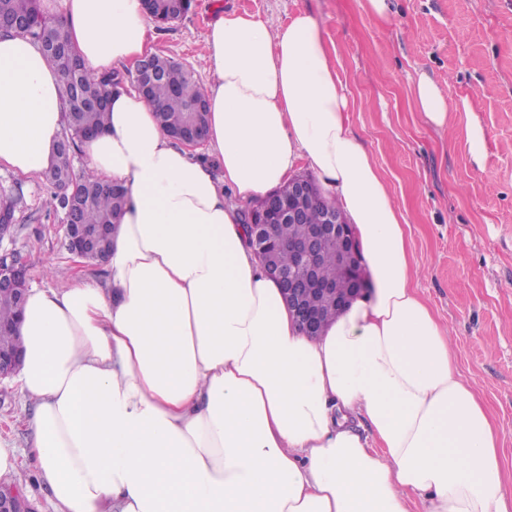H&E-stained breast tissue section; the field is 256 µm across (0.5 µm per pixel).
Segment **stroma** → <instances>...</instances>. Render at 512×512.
Segmentation results:
<instances>
[{"label": "stroma", "instance_id": "35a3bbf8", "mask_svg": "<svg viewBox=\"0 0 512 512\" xmlns=\"http://www.w3.org/2000/svg\"><path fill=\"white\" fill-rule=\"evenodd\" d=\"M365 0H193L180 20L153 27L157 54L179 60L200 84L211 80L203 54L208 25L227 13L285 23L301 9L316 18L345 91L351 124L386 178L407 222L421 269L419 293L452 331L461 370L501 431L500 460L512 476V0H390L384 18ZM429 75L449 103L466 99L486 133L477 168L461 131L441 133L411 93ZM20 189L12 236L0 254L20 257L30 283L65 286L72 276L103 280L105 265L77 261L64 223L46 211L44 179L0 168V187ZM32 409L11 381L0 383V437L19 449L14 478L33 512H55L29 454L24 417Z\"/></svg>", "mask_w": 512, "mask_h": 512}]
</instances>
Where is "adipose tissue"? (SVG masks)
Returning <instances> with one entry per match:
<instances>
[{
    "label": "adipose tissue",
    "instance_id": "1",
    "mask_svg": "<svg viewBox=\"0 0 512 512\" xmlns=\"http://www.w3.org/2000/svg\"><path fill=\"white\" fill-rule=\"evenodd\" d=\"M76 55L109 73L152 53L142 0H62ZM208 153L176 145L138 92L113 93L80 148L122 185L104 280L30 289L14 382L34 406L31 453L57 512H512L499 438L458 367L448 325L315 18L229 13L204 39ZM427 124L454 112L427 75ZM63 79L0 37V167L50 169ZM306 163L352 224L369 291L316 337L246 243L237 208Z\"/></svg>",
    "mask_w": 512,
    "mask_h": 512
}]
</instances>
